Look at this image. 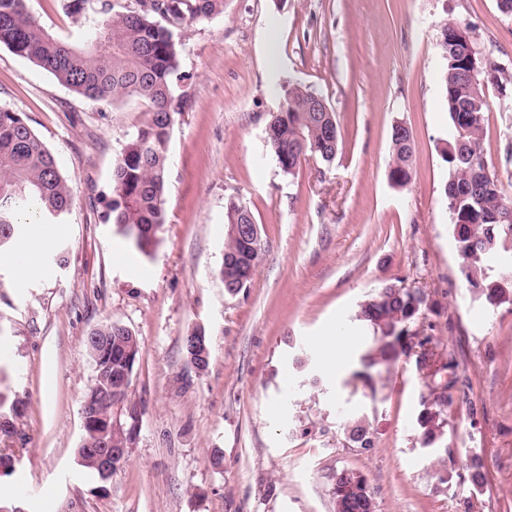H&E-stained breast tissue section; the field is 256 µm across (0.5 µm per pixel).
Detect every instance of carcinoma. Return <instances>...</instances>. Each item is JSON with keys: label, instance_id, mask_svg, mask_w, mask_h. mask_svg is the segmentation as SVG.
Masks as SVG:
<instances>
[{"label": "carcinoma", "instance_id": "1", "mask_svg": "<svg viewBox=\"0 0 512 512\" xmlns=\"http://www.w3.org/2000/svg\"><path fill=\"white\" fill-rule=\"evenodd\" d=\"M225 0H61L62 10L76 26L78 43L63 42L39 24L27 0H0V45L49 72L71 92L95 105H132L143 114L142 122L124 144L115 164L112 205L107 219L141 253L151 255L158 233L166 224L165 191L170 167L169 142L177 115L187 100L175 95L173 77L180 67L182 43L174 30L224 12ZM445 24L446 44L441 46L445 64V105L450 121V140L443 152L448 165L444 196L452 232L462 259L461 274L468 285L493 307L512 300V221L502 217L512 201L502 183L483 159L485 113L489 110L485 86L506 89L512 72L486 61L480 83H467L469 65L455 50ZM314 92L288 85L279 111L266 126V140L283 173L292 175L301 162L314 158L330 162L339 147L335 112H320L313 105ZM479 103V111L463 112ZM390 179L399 186L413 177L412 131L396 125L391 133ZM73 195L49 149L36 135L26 117L0 105V248L13 245L18 229L34 214L43 224H60L69 214ZM227 236L220 275L227 293L235 295L251 283L262 253L260 234L239 235L238 224H253L252 211L229 198L225 204ZM426 303L419 289L385 285L362 301L355 319L367 324L372 343L361 357L363 385L374 389L370 370L389 365L416 352L420 368L428 367L433 349L413 344L411 327ZM95 336L112 339L106 355L86 343L95 369L87 395L96 396L89 407L93 414L114 416L103 400L111 377H133L140 341L127 327L105 322L92 330ZM441 370L430 376L428 395L422 397L417 423L424 448L445 446L448 389L455 386L453 354L439 359ZM128 390L120 392L119 418L123 430L112 432V441L132 443L129 428L138 419V407L127 402ZM108 422L84 433L78 454L99 448ZM345 438L361 450L373 447L365 418L350 415L344 424ZM483 460L475 455L466 469L471 486L484 481ZM336 512H375L366 479L349 470L336 474L333 491Z\"/></svg>", "mask_w": 512, "mask_h": 512}]
</instances>
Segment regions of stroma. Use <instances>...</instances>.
Instances as JSON below:
<instances>
[{
  "label": "stroma",
  "instance_id": "35a3bbf8",
  "mask_svg": "<svg viewBox=\"0 0 512 512\" xmlns=\"http://www.w3.org/2000/svg\"><path fill=\"white\" fill-rule=\"evenodd\" d=\"M455 22L484 58L512 68V15L497 0H226L181 29L174 78L187 107L169 144L167 222L151 255L107 220L115 160L140 124L101 107L0 45V104L26 115L73 192L64 223L28 271L0 250V410L17 432L0 453V502L22 512H335L337 472L364 475L376 512H512V302L489 309L460 273L443 196L449 130L440 37ZM335 112L332 162L281 171L265 128L285 81ZM486 94L482 151L512 196V92ZM414 136L409 184L391 182L395 125ZM261 228L248 288L228 294L224 206ZM425 292L415 327L457 362L447 450L422 447L426 373L413 357L354 389L369 331L357 305L387 284ZM105 321L141 344L128 398L140 411L126 460L107 483L77 462L81 409L94 381L85 340ZM343 330L344 366L327 336ZM204 331L196 371L184 336ZM309 357L306 368L295 360ZM479 413L469 416V404ZM365 416L374 447L347 443L339 410ZM221 466H213V454ZM479 488L460 483L471 456Z\"/></svg>",
  "mask_w": 512,
  "mask_h": 512
}]
</instances>
